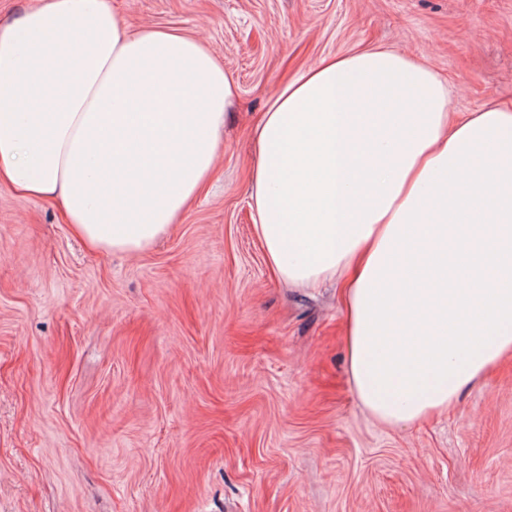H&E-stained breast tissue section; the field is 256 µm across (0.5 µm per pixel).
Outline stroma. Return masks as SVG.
Segmentation results:
<instances>
[{
	"label": "stroma",
	"instance_id": "obj_1",
	"mask_svg": "<svg viewBox=\"0 0 512 512\" xmlns=\"http://www.w3.org/2000/svg\"><path fill=\"white\" fill-rule=\"evenodd\" d=\"M239 86L212 181L135 255L0 184V512H512V361L411 428L359 405L330 288L271 274L254 130L327 55L416 54L450 109L512 107V0H111Z\"/></svg>",
	"mask_w": 512,
	"mask_h": 512
}]
</instances>
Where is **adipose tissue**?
Returning a JSON list of instances; mask_svg holds the SVG:
<instances>
[{
    "label": "adipose tissue",
    "mask_w": 512,
    "mask_h": 512,
    "mask_svg": "<svg viewBox=\"0 0 512 512\" xmlns=\"http://www.w3.org/2000/svg\"><path fill=\"white\" fill-rule=\"evenodd\" d=\"M238 88L209 45L110 0L0 21V180L139 254L215 172ZM422 58L377 47L293 78L257 126L255 235L293 287L336 281L348 375L379 423L458 408L512 357V109L450 112Z\"/></svg>",
    "instance_id": "obj_1"
}]
</instances>
